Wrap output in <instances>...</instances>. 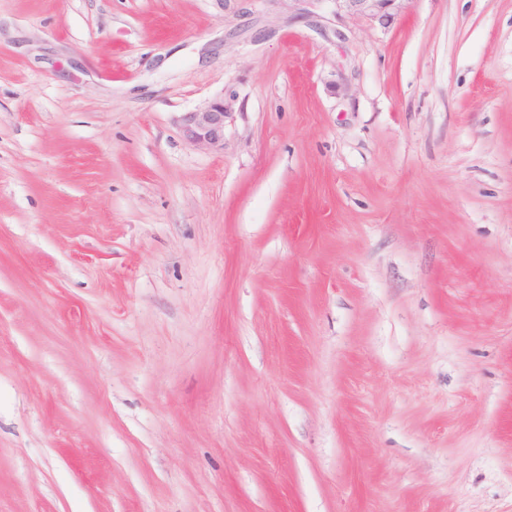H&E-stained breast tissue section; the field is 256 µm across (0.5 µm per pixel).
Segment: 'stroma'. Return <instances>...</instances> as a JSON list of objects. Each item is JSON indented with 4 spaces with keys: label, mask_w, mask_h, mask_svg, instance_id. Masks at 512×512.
<instances>
[{
    "label": "stroma",
    "mask_w": 512,
    "mask_h": 512,
    "mask_svg": "<svg viewBox=\"0 0 512 512\" xmlns=\"http://www.w3.org/2000/svg\"><path fill=\"white\" fill-rule=\"evenodd\" d=\"M0 512H512V0H0ZM288 2L289 8L312 15L319 4L332 2L336 17L352 21L377 22L382 27L391 25L412 0H272ZM224 96L209 99L196 108L183 112L177 124L184 140L198 148L223 152L225 119L230 113Z\"/></svg>",
    "instance_id": "stroma-1"
}]
</instances>
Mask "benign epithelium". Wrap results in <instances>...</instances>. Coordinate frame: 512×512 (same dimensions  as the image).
I'll use <instances>...</instances> for the list:
<instances>
[{
	"label": "benign epithelium",
	"instance_id": "1",
	"mask_svg": "<svg viewBox=\"0 0 512 512\" xmlns=\"http://www.w3.org/2000/svg\"><path fill=\"white\" fill-rule=\"evenodd\" d=\"M336 17L352 21L367 20L382 27L391 25L412 0H330ZM229 104L224 96L209 99L177 118L184 140L198 148L224 151L225 119Z\"/></svg>",
	"mask_w": 512,
	"mask_h": 512
}]
</instances>
